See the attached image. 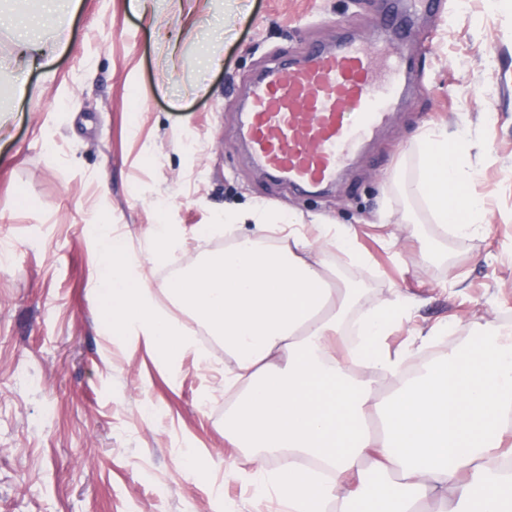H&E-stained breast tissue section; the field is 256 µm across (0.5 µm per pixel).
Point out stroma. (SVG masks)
Returning <instances> with one entry per match:
<instances>
[{
	"instance_id": "1",
	"label": "stroma",
	"mask_w": 512,
	"mask_h": 512,
	"mask_svg": "<svg viewBox=\"0 0 512 512\" xmlns=\"http://www.w3.org/2000/svg\"><path fill=\"white\" fill-rule=\"evenodd\" d=\"M380 0H79L43 18L66 45L0 80V512H262L249 453L224 436L216 345L170 361L116 335L96 287L93 225L107 223L152 289L168 258L223 251L230 209L260 207L352 228L366 265L330 247L322 262L359 307L391 290L415 303L396 319L398 348L448 327L454 342L512 324V0H436L413 17L409 91L336 184L299 192L266 177L239 141L241 103L276 60L332 46L368 47ZM224 63L207 68L202 47ZM462 138L485 225L469 236L436 224L416 184L427 131ZM174 224L169 256L147 230Z\"/></svg>"
}]
</instances>
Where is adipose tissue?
Wrapping results in <instances>:
<instances>
[{"label": "adipose tissue", "instance_id": "1", "mask_svg": "<svg viewBox=\"0 0 512 512\" xmlns=\"http://www.w3.org/2000/svg\"><path fill=\"white\" fill-rule=\"evenodd\" d=\"M28 24L14 39L25 64L44 56L29 0H13ZM447 132L432 134L418 189L441 227L469 234L484 224L482 200L468 193L469 169ZM265 214L230 211L234 242L190 265L166 288L162 307L109 225L98 235L99 287L114 327L171 354L196 328L223 344L235 369L224 389L236 398L224 435L251 449L259 476L253 497L276 494L286 512H512V327L450 346L413 377L405 355L386 349L398 292L357 320V350L345 326L357 298L334 285L320 251L353 252L349 227L310 239L291 222L281 238L261 237ZM254 231H241L244 223ZM396 388L381 394L379 378ZM279 463L269 473L268 463Z\"/></svg>", "mask_w": 512, "mask_h": 512}]
</instances>
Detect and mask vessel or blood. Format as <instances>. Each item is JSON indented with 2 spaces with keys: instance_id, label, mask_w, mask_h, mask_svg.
I'll use <instances>...</instances> for the list:
<instances>
[{
  "instance_id": "b4317fda",
  "label": "vessel or blood",
  "mask_w": 512,
  "mask_h": 512,
  "mask_svg": "<svg viewBox=\"0 0 512 512\" xmlns=\"http://www.w3.org/2000/svg\"><path fill=\"white\" fill-rule=\"evenodd\" d=\"M387 55L392 74L384 86L375 54L353 38L268 69L251 85L240 118L253 164L298 189L332 184L388 122L408 78L402 54Z\"/></svg>"
}]
</instances>
